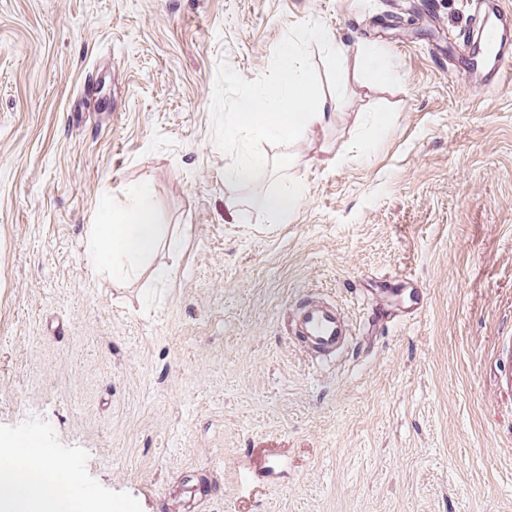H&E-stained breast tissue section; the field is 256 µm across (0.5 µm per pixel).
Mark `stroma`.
Instances as JSON below:
<instances>
[{"mask_svg":"<svg viewBox=\"0 0 512 512\" xmlns=\"http://www.w3.org/2000/svg\"><path fill=\"white\" fill-rule=\"evenodd\" d=\"M469 0H0V448L61 451L101 512H512V81L448 51ZM298 43L306 140H229ZM375 47L393 78L339 69ZM389 132L376 138L375 116ZM247 153L266 166L228 188ZM301 189L271 223L259 200ZM176 243L89 261L139 199ZM166 277H157V270ZM416 318L363 335L385 274ZM324 297L355 338L290 336ZM291 324L294 336L304 343L310 355L326 362L344 349L352 335L349 325L336 314L334 306L309 296L297 300Z\"/></svg>","mask_w":512,"mask_h":512,"instance_id":"1","label":"stroma"}]
</instances>
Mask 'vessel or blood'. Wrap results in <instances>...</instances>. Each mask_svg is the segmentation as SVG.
I'll list each match as a JSON object with an SVG mask.
<instances>
[{
    "mask_svg": "<svg viewBox=\"0 0 512 512\" xmlns=\"http://www.w3.org/2000/svg\"><path fill=\"white\" fill-rule=\"evenodd\" d=\"M512 19L500 0H475L471 24L456 37L455 57L483 90H492L512 74V37L501 23ZM291 324L312 357L331 361L349 341L351 329L334 306L304 296L297 300Z\"/></svg>",
    "mask_w": 512,
    "mask_h": 512,
    "instance_id": "obj_1",
    "label": "vessel or blood"
}]
</instances>
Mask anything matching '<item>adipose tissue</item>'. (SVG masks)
I'll use <instances>...</instances> for the list:
<instances>
[{
    "label": "adipose tissue",
    "instance_id": "ef3b65f1",
    "mask_svg": "<svg viewBox=\"0 0 512 512\" xmlns=\"http://www.w3.org/2000/svg\"><path fill=\"white\" fill-rule=\"evenodd\" d=\"M336 102L322 99L311 104L308 85L296 46H288L281 64L278 87L240 99L225 124L229 136L258 133L273 140L294 141L312 128L323 126ZM95 235L100 249L90 255L94 264L111 260L136 261L147 257L163 245L161 228L146 203L132 206L119 224H99ZM50 451L31 444L0 448V512H66L62 487L72 486L68 473L48 471L46 485L37 489L29 482V468L38 457Z\"/></svg>",
    "mask_w": 512,
    "mask_h": 512
}]
</instances>
